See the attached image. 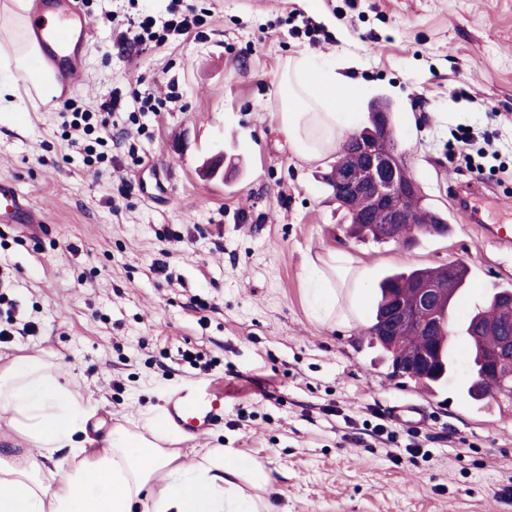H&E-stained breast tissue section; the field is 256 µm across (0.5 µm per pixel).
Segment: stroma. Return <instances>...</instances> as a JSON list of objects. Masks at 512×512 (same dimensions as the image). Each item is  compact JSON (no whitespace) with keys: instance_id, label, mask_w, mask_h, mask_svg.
Instances as JSON below:
<instances>
[{"instance_id":"stroma-1","label":"stroma","mask_w":512,"mask_h":512,"mask_svg":"<svg viewBox=\"0 0 512 512\" xmlns=\"http://www.w3.org/2000/svg\"><path fill=\"white\" fill-rule=\"evenodd\" d=\"M170 2L84 0L94 35L72 107L96 112L112 94L148 89L179 95L94 129L107 143L99 170L86 166L62 102L0 112V178L44 217L35 238L0 224V294L15 307L14 318L0 314L14 331L0 367L38 356L74 393L106 399L89 422L100 436L144 425L178 387L223 391V421L179 444L180 461L223 449L263 512H512V404L473 408L461 372L436 393L392 376L360 329L313 315L304 270L308 257L352 253L367 276L363 325L391 271L470 265L479 284L461 320L512 285V247L448 195L471 179L448 164L453 129L498 130L501 155L484 164L504 171L479 184L491 218L512 215V0H356L352 11L344 0H184L207 14L203 38L121 41ZM303 18L330 42L292 36ZM300 54L358 83L354 127L368 125L372 103L392 106L399 148L450 233L409 244L348 235L326 183L335 156L298 159L278 118L281 66ZM219 153L223 177L204 179L201 165ZM404 399L431 414L426 456L396 465L380 444L341 443L344 416L361 422L367 407L385 413Z\"/></svg>"}]
</instances>
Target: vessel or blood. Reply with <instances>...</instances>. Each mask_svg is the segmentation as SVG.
<instances>
[{"label": "vessel or blood", "instance_id": "vessel-or-blood-1", "mask_svg": "<svg viewBox=\"0 0 512 512\" xmlns=\"http://www.w3.org/2000/svg\"><path fill=\"white\" fill-rule=\"evenodd\" d=\"M30 14L37 38L39 55L56 70L66 83L72 82L90 43L93 23L82 8L81 0H32ZM56 14L65 21L64 28L42 25L45 15ZM0 223L23 225L27 234H37L41 228L40 214L21 196L12 180L0 179ZM393 420L404 427L416 429L424 425L428 414L418 405L405 401L393 406ZM224 395L220 392L201 394L183 391L166 405L165 422L184 438H198L222 420Z\"/></svg>", "mask_w": 512, "mask_h": 512}]
</instances>
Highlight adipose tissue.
<instances>
[{
	"label": "adipose tissue",
	"mask_w": 512,
	"mask_h": 512,
	"mask_svg": "<svg viewBox=\"0 0 512 512\" xmlns=\"http://www.w3.org/2000/svg\"><path fill=\"white\" fill-rule=\"evenodd\" d=\"M34 54L28 15L0 9V107H15L16 73ZM281 87L282 126L293 154L310 161L334 151L352 124L356 86L299 56L284 62ZM307 265L316 276V314L355 329L366 287L355 258L335 250ZM96 409L39 357L19 356L0 368V418L28 443L21 454L0 453V512H139L145 504L150 512H260L241 492L239 465L223 449H207L194 466H184L156 416L146 432L121 426L93 439L87 424Z\"/></svg>",
	"instance_id": "obj_1"
}]
</instances>
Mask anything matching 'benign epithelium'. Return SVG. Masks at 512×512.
<instances>
[{
    "mask_svg": "<svg viewBox=\"0 0 512 512\" xmlns=\"http://www.w3.org/2000/svg\"><path fill=\"white\" fill-rule=\"evenodd\" d=\"M371 112L369 125L347 136L350 149L330 173L332 197L357 224H366L375 215L388 225L422 224L421 213L408 207L422 189L406 156L397 148L381 147L392 125L391 109L376 103ZM223 166L224 155L220 154L208 159L201 173L216 178L223 174ZM452 299L450 289L432 283L416 288L412 301L398 293L390 298L389 329L381 335L388 341L398 367L415 371L423 378L436 373L441 333L438 308L443 301ZM476 329L495 336L496 342L484 352L485 378L476 379L473 387L479 394L501 400L503 392L498 380H512V322L497 319L479 323ZM407 330L424 333L427 343L418 347L406 345L402 333Z\"/></svg>",
    "mask_w": 512,
    "mask_h": 512,
    "instance_id": "benign-epithelium-1",
    "label": "benign epithelium"
}]
</instances>
